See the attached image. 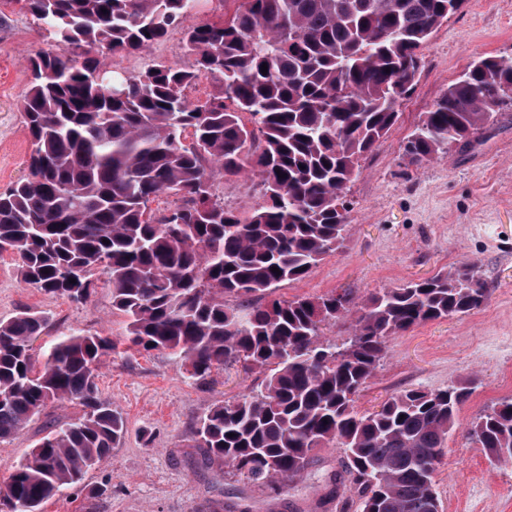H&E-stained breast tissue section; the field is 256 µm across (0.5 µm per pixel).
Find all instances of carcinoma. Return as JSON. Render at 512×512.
Wrapping results in <instances>:
<instances>
[{"instance_id":"cac0c4a2","label":"carcinoma","mask_w":512,"mask_h":512,"mask_svg":"<svg viewBox=\"0 0 512 512\" xmlns=\"http://www.w3.org/2000/svg\"><path fill=\"white\" fill-rule=\"evenodd\" d=\"M9 2L47 38L28 56L27 174L0 192V253L19 258L22 282L86 301L102 276L136 350L167 352L196 381L235 364L262 376L258 392L200 420L201 462L221 461L275 491L332 446L346 462L331 479L340 512L353 500L358 512H440L434 475L470 391L403 390L371 413L356 410L355 396L388 337L484 304L476 264L382 288L363 303L347 290L272 293L343 248L346 185L396 122L421 48L463 0H243L232 16L184 33L192 66L152 63L137 74L113 58L163 40L195 0ZM202 78L219 92L189 100L185 90ZM509 101L512 60L478 57L422 114L405 155L421 163L450 143L467 151ZM246 172L264 202L243 217L224 207L214 183ZM161 195L176 201L158 217L149 203ZM347 317L348 341L323 338L326 323ZM47 323L30 311L0 320V440L54 401L84 413L50 426L0 488L8 512H41L125 432L97 385L116 344L76 331L57 337L37 366L33 342ZM470 431L491 461L511 462L512 398Z\"/></svg>"}]
</instances>
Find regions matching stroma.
<instances>
[{
    "mask_svg": "<svg viewBox=\"0 0 512 512\" xmlns=\"http://www.w3.org/2000/svg\"><path fill=\"white\" fill-rule=\"evenodd\" d=\"M240 0H197L180 25L148 52L116 57L136 74L152 62L191 65L184 52L188 29L232 14ZM43 36L11 0H0V191L26 172L29 136L19 109L28 83L25 58ZM412 94L398 107L386 136L361 161L346 190L349 236L301 280L276 289L281 299L319 297L350 289L363 301L439 269L477 262L487 301L469 314L412 327L388 339L372 381L356 408L378 409L392 393L469 387L443 462L435 475L441 512H512V463H490L472 437L471 422L501 399L512 397V116L503 115L476 135L471 151L448 149L420 164L404 156L406 141L441 92L482 54L512 56V0H464L420 51ZM226 207L249 215L262 204L258 179L216 181ZM29 309L49 324L34 343L41 356L55 338L83 331L111 338L116 349L98 371L103 398L126 421V431L83 480L44 504L42 512H211L215 502L246 503L252 512H336L329 499L341 453L317 451L304 474L274 494L237 481L222 463L197 465L190 440L214 406L257 389V375L234 365L207 380L187 379L164 352H139L125 339L126 318L112 308L110 288L99 286L78 303L27 287L11 255L0 256V320ZM69 401L49 404L17 436L0 440L4 484L49 425L80 417Z\"/></svg>",
    "mask_w": 512,
    "mask_h": 512,
    "instance_id": "obj_1",
    "label": "stroma"
}]
</instances>
